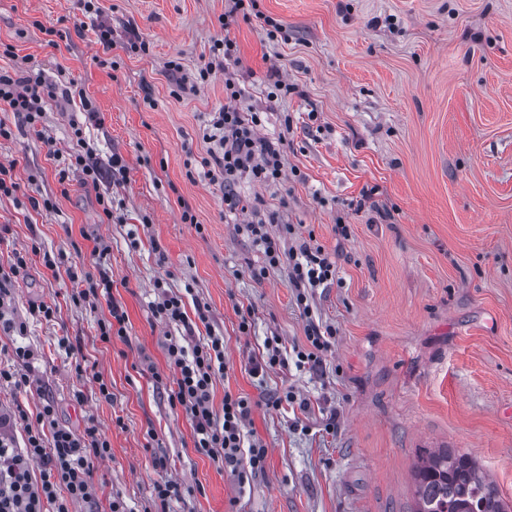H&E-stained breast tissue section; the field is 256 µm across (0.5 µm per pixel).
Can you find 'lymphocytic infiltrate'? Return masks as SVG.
Masks as SVG:
<instances>
[{
    "mask_svg": "<svg viewBox=\"0 0 512 512\" xmlns=\"http://www.w3.org/2000/svg\"><path fill=\"white\" fill-rule=\"evenodd\" d=\"M224 92V109L214 113L204 135L213 149L201 165L206 169V178L223 184L224 203L234 211L241 204L237 184L243 175H251L261 183L275 182L282 177L284 162L274 143L258 136L259 113L240 111L242 92L233 79H225ZM53 94L52 85L41 72L0 71V103L6 104L29 129H37L43 117V102ZM275 223L277 217L270 213L256 217L244 230L262 246L268 266L287 265L298 301L306 302L308 290L330 285L336 266L321 247L310 242L282 247L281 239L291 234L292 227L280 225L281 234L276 237L269 231ZM68 275L80 287L79 298L106 300L110 317L99 324L101 340L125 338L126 314L112 299L108 271H100L94 277L72 268ZM166 355L175 373V386L167 399L171 406L181 407L190 421L196 451L234 474L244 462L251 469H263L266 448L244 441L243 428L251 415L247 399L228 392L222 412L212 408L213 383L225 371L223 337L209 335L190 350L173 338L166 344ZM28 420L21 408L0 413V512H71V505L94 499L92 462L111 455L110 443L95 423H88L83 433H75L59 425L54 402L45 400L36 417L39 428L28 431L26 446L20 451L13 448L3 432L27 424Z\"/></svg>",
    "mask_w": 512,
    "mask_h": 512,
    "instance_id": "1",
    "label": "lymphocytic infiltrate"
}]
</instances>
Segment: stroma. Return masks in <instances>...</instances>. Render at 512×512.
Wrapping results in <instances>:
<instances>
[{
  "label": "stroma",
  "mask_w": 512,
  "mask_h": 512,
  "mask_svg": "<svg viewBox=\"0 0 512 512\" xmlns=\"http://www.w3.org/2000/svg\"><path fill=\"white\" fill-rule=\"evenodd\" d=\"M224 4L99 0L117 44L107 54L77 0H0V69L31 66L72 90L46 100L36 132L0 109L12 130L0 138V164H13L19 185L0 197V270L27 255L5 299L27 330L0 333V352L29 346L59 424L80 433L94 421L111 445L94 463V502L74 512H110L115 500L126 512H411L412 470L434 448L468 453L512 510V0H257L285 32L275 41L254 21L223 27ZM132 29L148 53L124 50ZM226 36L238 63L175 94L168 61L195 72ZM107 55L116 67L101 65ZM273 71L288 85L274 99ZM228 73L241 109L260 114V135L280 138L284 157L279 184L242 176L244 207L234 212L200 166ZM87 100L103 124L86 120ZM75 121L95 160L120 156L124 176L59 182L48 150L69 151ZM33 197L53 209L33 210ZM255 204L335 261L311 314L287 265L265 268L244 231ZM101 242L107 251L94 257ZM75 265L111 271L125 339L101 341L107 305L74 298ZM159 281L183 295L194 339L223 337L213 409L228 392L250 401L244 435L266 448L263 470L240 479L219 468L170 407L164 343L184 329L155 315ZM42 303L51 318L32 316ZM313 320L336 335L312 370L296 354L309 349ZM63 337L71 351L59 348ZM274 338L286 364L252 374ZM89 366L111 400L78 376ZM289 390L301 407L268 406ZM157 457L166 471L153 468ZM163 478L181 488L164 508L153 491Z\"/></svg>",
  "instance_id": "stroma-1"
}]
</instances>
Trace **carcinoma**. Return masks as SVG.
<instances>
[{
	"label": "carcinoma",
	"mask_w": 512,
	"mask_h": 512,
	"mask_svg": "<svg viewBox=\"0 0 512 512\" xmlns=\"http://www.w3.org/2000/svg\"><path fill=\"white\" fill-rule=\"evenodd\" d=\"M413 512H506L497 484L467 454L430 452L414 472Z\"/></svg>",
	"instance_id": "cac0c4a2"
}]
</instances>
